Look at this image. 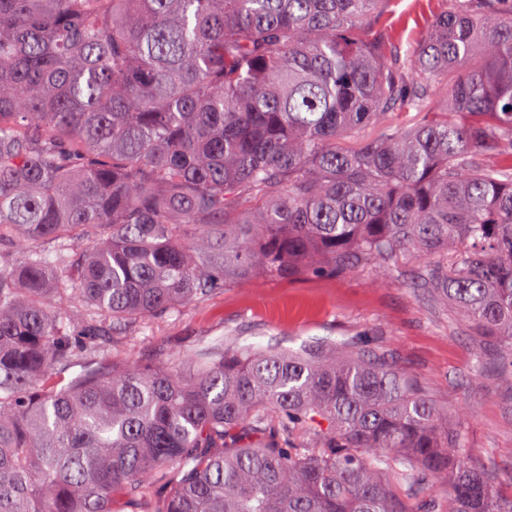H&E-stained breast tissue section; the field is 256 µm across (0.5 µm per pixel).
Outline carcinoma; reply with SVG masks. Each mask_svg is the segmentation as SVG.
Instances as JSON below:
<instances>
[{
    "label": "carcinoma",
    "mask_w": 512,
    "mask_h": 512,
    "mask_svg": "<svg viewBox=\"0 0 512 512\" xmlns=\"http://www.w3.org/2000/svg\"><path fill=\"white\" fill-rule=\"evenodd\" d=\"M384 2L0 0V512H512L370 346L112 359L227 281L413 254L512 390V0L406 50Z\"/></svg>",
    "instance_id": "1"
}]
</instances>
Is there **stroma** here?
<instances>
[{
    "mask_svg": "<svg viewBox=\"0 0 512 512\" xmlns=\"http://www.w3.org/2000/svg\"><path fill=\"white\" fill-rule=\"evenodd\" d=\"M442 0H387L384 22L403 46L416 45ZM429 262L404 255L391 274L365 266L342 275L284 281L237 280L202 300L112 338V355L136 365L169 364L208 344L297 349L354 340L390 355L438 404L466 407L464 437L473 459L495 470L502 499L512 498V393L501 388L465 323L416 280Z\"/></svg>",
    "mask_w": 512,
    "mask_h": 512,
    "instance_id": "obj_1",
    "label": "stroma"
}]
</instances>
